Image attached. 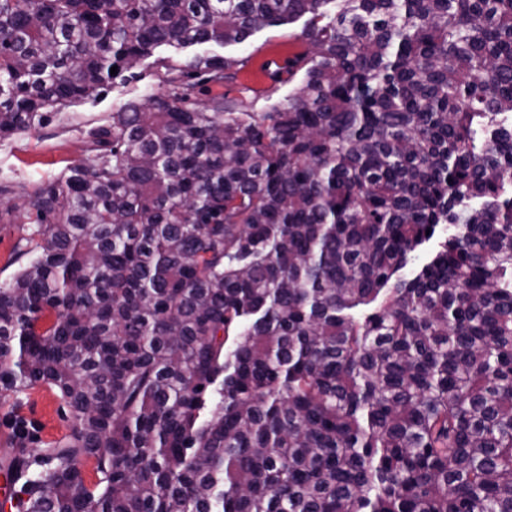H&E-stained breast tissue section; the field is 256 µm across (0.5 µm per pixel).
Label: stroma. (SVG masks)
Segmentation results:
<instances>
[{
  "label": "stroma",
  "mask_w": 512,
  "mask_h": 512,
  "mask_svg": "<svg viewBox=\"0 0 512 512\" xmlns=\"http://www.w3.org/2000/svg\"><path fill=\"white\" fill-rule=\"evenodd\" d=\"M303 26L299 20L264 28L240 43L206 46V53L238 60L241 67L236 81L223 88H203L202 97L222 91L243 94L257 112L284 99L294 89L288 80V61L307 48L300 37ZM167 55V50H160L158 56L124 72L94 98L61 109L45 108L40 124L0 142V184L11 185L19 193L60 177L82 157L86 130L105 123L128 100L165 92L162 77ZM69 424L67 408L49 387L31 389L18 400H0V449L18 440L46 447L67 435Z\"/></svg>",
  "instance_id": "obj_1"
}]
</instances>
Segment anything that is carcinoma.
<instances>
[{
  "instance_id": "obj_1",
  "label": "carcinoma",
  "mask_w": 512,
  "mask_h": 512,
  "mask_svg": "<svg viewBox=\"0 0 512 512\" xmlns=\"http://www.w3.org/2000/svg\"><path fill=\"white\" fill-rule=\"evenodd\" d=\"M304 16L285 99L179 60L0 209V399L71 420L16 512H512V0H0V141ZM26 217L15 221L16 224L0 223V280L9 278L20 269L25 259L16 260L15 247L28 227Z\"/></svg>"
}]
</instances>
